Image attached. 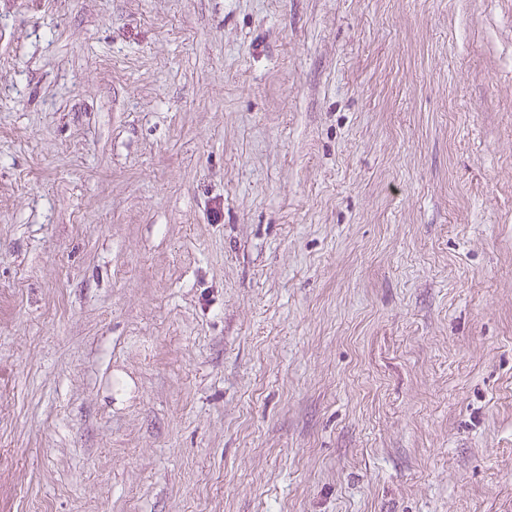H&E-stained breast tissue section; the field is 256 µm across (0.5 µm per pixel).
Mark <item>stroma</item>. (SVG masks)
Here are the masks:
<instances>
[{
	"mask_svg": "<svg viewBox=\"0 0 512 512\" xmlns=\"http://www.w3.org/2000/svg\"><path fill=\"white\" fill-rule=\"evenodd\" d=\"M0 512H512V0H0Z\"/></svg>",
	"mask_w": 512,
	"mask_h": 512,
	"instance_id": "35a3bbf8",
	"label": "stroma"
}]
</instances>
